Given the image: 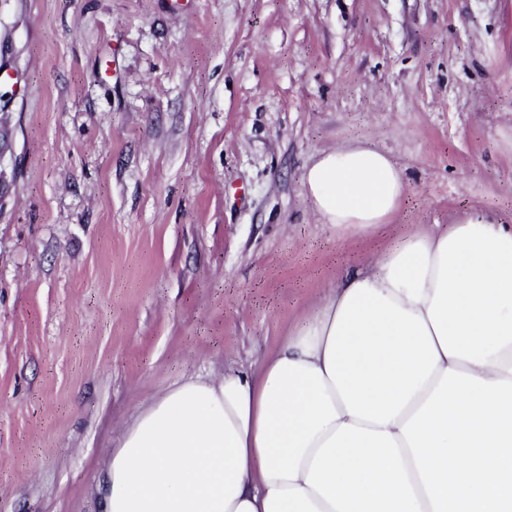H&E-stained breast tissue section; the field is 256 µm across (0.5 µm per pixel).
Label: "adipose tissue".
Returning <instances> with one entry per match:
<instances>
[{"instance_id": "adipose-tissue-1", "label": "adipose tissue", "mask_w": 512, "mask_h": 512, "mask_svg": "<svg viewBox=\"0 0 512 512\" xmlns=\"http://www.w3.org/2000/svg\"><path fill=\"white\" fill-rule=\"evenodd\" d=\"M326 223L366 233L406 194L376 148L305 176ZM512 381V225L472 214L346 272L255 370L194 375L121 431L104 512H432L402 426L445 369Z\"/></svg>"}]
</instances>
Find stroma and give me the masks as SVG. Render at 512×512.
Instances as JSON below:
<instances>
[{"label": "stroma", "instance_id": "35a3bbf8", "mask_svg": "<svg viewBox=\"0 0 512 512\" xmlns=\"http://www.w3.org/2000/svg\"><path fill=\"white\" fill-rule=\"evenodd\" d=\"M402 169L351 234L325 151ZM0 512H102L126 422L254 368L420 225H512V0H0ZM305 181L308 197L324 221L352 233L389 223L407 189L391 158L362 144L322 153L308 168Z\"/></svg>", "mask_w": 512, "mask_h": 512}]
</instances>
